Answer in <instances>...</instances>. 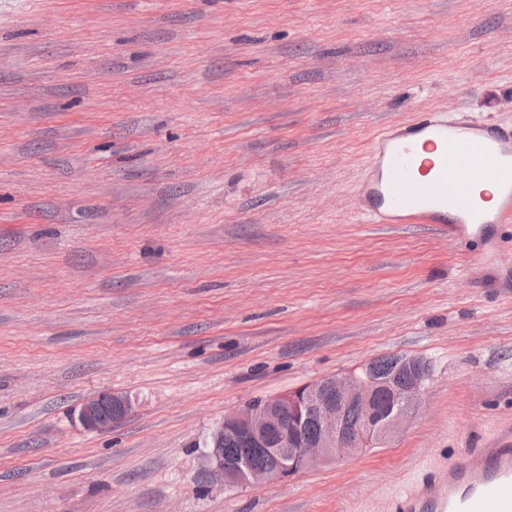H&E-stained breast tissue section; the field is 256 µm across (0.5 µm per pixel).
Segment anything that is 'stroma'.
<instances>
[{"mask_svg":"<svg viewBox=\"0 0 512 512\" xmlns=\"http://www.w3.org/2000/svg\"><path fill=\"white\" fill-rule=\"evenodd\" d=\"M421 112L512 123V0H0V512H386L512 430V223L352 221ZM383 356L430 371L390 443L205 478L226 413ZM131 411V403L125 396L105 391L73 411V417L83 429L102 431L125 418Z\"/></svg>","mask_w":512,"mask_h":512,"instance_id":"stroma-1","label":"stroma"}]
</instances>
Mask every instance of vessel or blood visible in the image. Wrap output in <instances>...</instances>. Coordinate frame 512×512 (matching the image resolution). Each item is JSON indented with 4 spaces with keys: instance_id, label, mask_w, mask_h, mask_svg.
Returning <instances> with one entry per match:
<instances>
[{
    "instance_id": "1",
    "label": "vessel or blood",
    "mask_w": 512,
    "mask_h": 512,
    "mask_svg": "<svg viewBox=\"0 0 512 512\" xmlns=\"http://www.w3.org/2000/svg\"><path fill=\"white\" fill-rule=\"evenodd\" d=\"M423 149L433 159H421ZM371 153L375 168L355 223L439 224L449 238L477 237L489 255L497 254L492 231L512 222V125L429 112L385 129ZM480 184L499 190L493 211L475 203ZM393 512H512V448L464 452L401 490Z\"/></svg>"
}]
</instances>
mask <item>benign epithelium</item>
<instances>
[{
	"mask_svg": "<svg viewBox=\"0 0 512 512\" xmlns=\"http://www.w3.org/2000/svg\"><path fill=\"white\" fill-rule=\"evenodd\" d=\"M400 377L410 382L397 385ZM427 376L418 358H402L391 376L374 379L351 372L324 377L301 388L267 399L258 405L246 404L224 416V422L212 433V445L204 455L208 475L226 487L255 481L279 483L293 473L274 462L288 454L302 459L303 469L357 454L376 444L386 443L400 433L417 409ZM380 393L400 396L402 409L380 423L375 398ZM354 407L360 420L351 426L346 412ZM316 410L318 429L309 437L300 435L303 415ZM131 411L128 398L105 391L74 409L73 417L83 429L102 431L125 418ZM245 431L258 452L269 459L245 468L224 461V429Z\"/></svg>",
	"mask_w": 512,
	"mask_h": 512,
	"instance_id": "obj_1",
	"label": "benign epithelium"
}]
</instances>
